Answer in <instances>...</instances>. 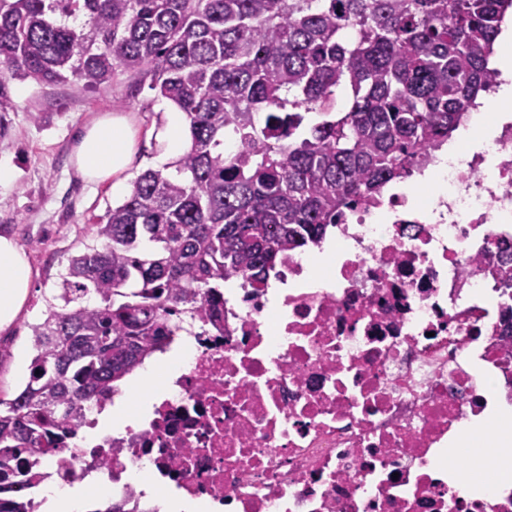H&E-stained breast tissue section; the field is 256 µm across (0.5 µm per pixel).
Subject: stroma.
<instances>
[{
	"label": "stroma",
	"instance_id": "1",
	"mask_svg": "<svg viewBox=\"0 0 512 512\" xmlns=\"http://www.w3.org/2000/svg\"><path fill=\"white\" fill-rule=\"evenodd\" d=\"M6 129L0 133V164L13 178L0 185V235L13 238L33 269L26 312L0 333V398L23 386L33 349L31 327L44 318L45 300L59 286L69 259L91 243V226L102 221L123 194L87 184L72 163L74 137L104 112L127 116L145 131L165 123L167 100L139 75L125 72L88 87L70 78L53 84L6 78Z\"/></svg>",
	"mask_w": 512,
	"mask_h": 512
}]
</instances>
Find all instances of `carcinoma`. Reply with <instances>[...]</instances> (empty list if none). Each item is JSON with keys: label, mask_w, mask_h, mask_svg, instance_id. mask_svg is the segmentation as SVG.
Here are the masks:
<instances>
[{"label": "carcinoma", "mask_w": 512, "mask_h": 512, "mask_svg": "<svg viewBox=\"0 0 512 512\" xmlns=\"http://www.w3.org/2000/svg\"><path fill=\"white\" fill-rule=\"evenodd\" d=\"M512 0H0V75L87 86L131 71L191 145L94 224L44 320L24 388L0 399V512H33L42 456L85 404L186 332L221 320L465 123L495 76ZM83 17L82 28L66 23ZM235 148L224 151V144Z\"/></svg>", "instance_id": "1"}]
</instances>
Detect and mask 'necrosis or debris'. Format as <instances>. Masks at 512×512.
Wrapping results in <instances>:
<instances>
[{"label": "necrosis or debris", "instance_id": "obj_1", "mask_svg": "<svg viewBox=\"0 0 512 512\" xmlns=\"http://www.w3.org/2000/svg\"><path fill=\"white\" fill-rule=\"evenodd\" d=\"M346 211L290 252L274 288L226 281L219 324L197 322L179 375L142 425L47 459L66 485L97 475L141 502L137 477L230 512H512V494L460 497L437 478L462 423L512 406V301L497 243L512 241V119L488 145ZM501 380L486 392L481 378Z\"/></svg>", "mask_w": 512, "mask_h": 512}]
</instances>
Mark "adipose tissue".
Wrapping results in <instances>:
<instances>
[{
  "label": "adipose tissue",
  "instance_id": "ef3b65f1",
  "mask_svg": "<svg viewBox=\"0 0 512 512\" xmlns=\"http://www.w3.org/2000/svg\"><path fill=\"white\" fill-rule=\"evenodd\" d=\"M160 148L157 163L175 161L189 147V124L185 114L170 107L161 129L151 131ZM141 132L123 115L103 113L87 125L73 146V165L88 182L109 183L121 188L125 173L137 153ZM33 280L25 252L10 237L0 235V332L7 331L23 314ZM456 455L469 460L464 486L512 489V426L489 418L469 425Z\"/></svg>",
  "mask_w": 512,
  "mask_h": 512
}]
</instances>
